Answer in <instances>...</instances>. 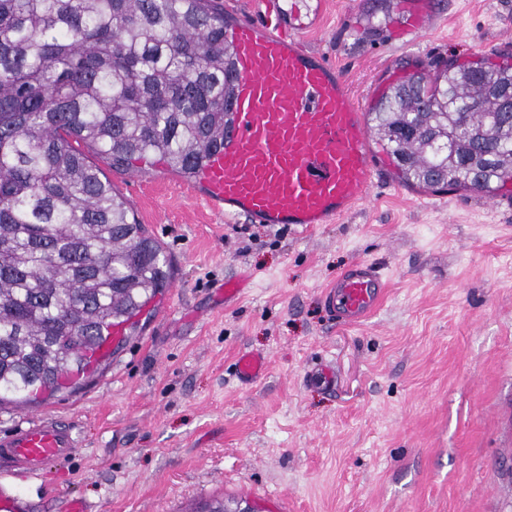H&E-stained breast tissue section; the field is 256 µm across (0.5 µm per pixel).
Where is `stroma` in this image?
I'll return each mask as SVG.
<instances>
[{
	"mask_svg": "<svg viewBox=\"0 0 512 512\" xmlns=\"http://www.w3.org/2000/svg\"><path fill=\"white\" fill-rule=\"evenodd\" d=\"M324 2L305 40L367 110L421 62L512 64V0H435L410 41L392 37L403 0ZM370 147L367 202L306 232L224 217L159 165L139 181L105 168L173 277L112 363L41 404L79 447L26 484L32 512H512V182L493 197L412 187ZM358 261L389 288L351 327L322 291ZM244 352L266 360L251 385ZM319 363L333 388L310 380Z\"/></svg>",
	"mask_w": 512,
	"mask_h": 512,
	"instance_id": "35a3bbf8",
	"label": "stroma"
}]
</instances>
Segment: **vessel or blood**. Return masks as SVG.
Returning <instances> with one entry per match:
<instances>
[{"instance_id": "1", "label": "vessel or blood", "mask_w": 512, "mask_h": 512, "mask_svg": "<svg viewBox=\"0 0 512 512\" xmlns=\"http://www.w3.org/2000/svg\"><path fill=\"white\" fill-rule=\"evenodd\" d=\"M407 11L396 39L421 34L436 17L432 0H410ZM319 15L266 0L264 22L242 16L227 31L234 93L224 107V140L208 149L196 174L204 200L225 217L307 229L332 223L371 193L379 169L364 114L344 75L302 37ZM385 286L375 265L360 262L325 290L324 304L333 319L354 325L380 306ZM125 336V327H111L88 371L110 359ZM264 364L260 355L242 354L236 375L255 383ZM77 446L73 428L47 413L0 435V512H29L19 480Z\"/></svg>"}]
</instances>
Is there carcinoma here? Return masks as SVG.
Returning a JSON list of instances; mask_svg holds the SVG:
<instances>
[{"mask_svg": "<svg viewBox=\"0 0 512 512\" xmlns=\"http://www.w3.org/2000/svg\"><path fill=\"white\" fill-rule=\"evenodd\" d=\"M218 0H0V407L57 393L168 284L111 185L158 156L184 178L224 138L230 46ZM512 66L437 62L370 112L409 185L512 182Z\"/></svg>", "mask_w": 512, "mask_h": 512, "instance_id": "1", "label": "carcinoma"}]
</instances>
